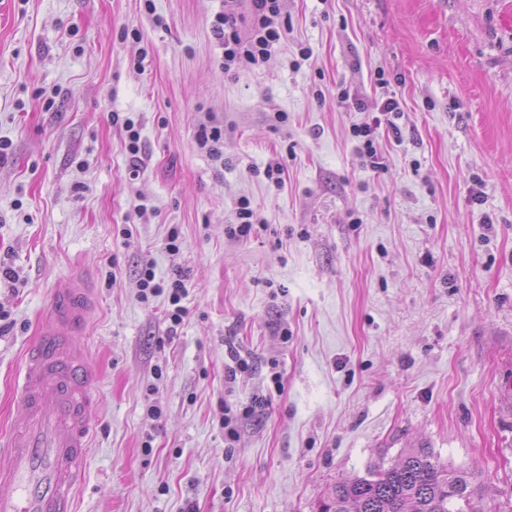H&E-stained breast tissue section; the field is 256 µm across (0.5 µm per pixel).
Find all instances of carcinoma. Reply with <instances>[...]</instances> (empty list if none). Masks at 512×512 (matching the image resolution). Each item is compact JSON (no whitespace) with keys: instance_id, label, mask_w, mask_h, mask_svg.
Segmentation results:
<instances>
[{"instance_id":"obj_1","label":"carcinoma","mask_w":512,"mask_h":512,"mask_svg":"<svg viewBox=\"0 0 512 512\" xmlns=\"http://www.w3.org/2000/svg\"><path fill=\"white\" fill-rule=\"evenodd\" d=\"M478 474L449 469L428 448H410L369 476L341 479L321 512H487Z\"/></svg>"}]
</instances>
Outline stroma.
<instances>
[{
  "label": "stroma",
  "mask_w": 512,
  "mask_h": 512,
  "mask_svg": "<svg viewBox=\"0 0 512 512\" xmlns=\"http://www.w3.org/2000/svg\"><path fill=\"white\" fill-rule=\"evenodd\" d=\"M5 3L0 429L51 289L81 269L100 378L77 512H319L421 446L512 512V0H282L276 58L229 74L224 0ZM342 84L399 103L382 170ZM243 197L260 223L231 239ZM148 260L186 285L176 332L166 295L140 297Z\"/></svg>",
  "instance_id": "obj_1"
}]
</instances>
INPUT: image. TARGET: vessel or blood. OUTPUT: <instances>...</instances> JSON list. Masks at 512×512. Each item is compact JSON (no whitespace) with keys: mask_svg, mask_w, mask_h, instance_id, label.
Wrapping results in <instances>:
<instances>
[{"mask_svg":"<svg viewBox=\"0 0 512 512\" xmlns=\"http://www.w3.org/2000/svg\"><path fill=\"white\" fill-rule=\"evenodd\" d=\"M96 306L82 274H71L24 352L18 420L0 434V512H76L98 406L97 374L76 345Z\"/></svg>","mask_w":512,"mask_h":512,"instance_id":"vessel-or-blood-1","label":"vessel or blood"}]
</instances>
